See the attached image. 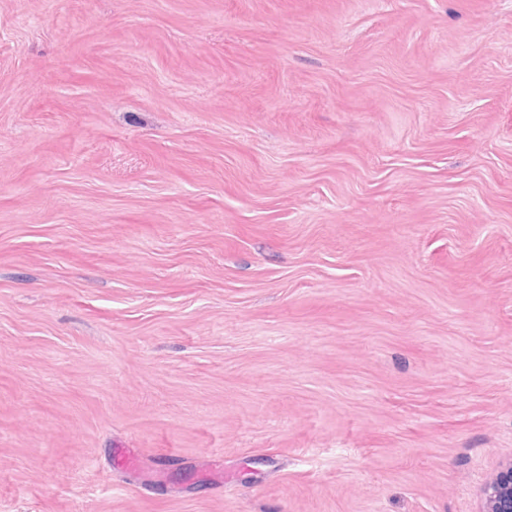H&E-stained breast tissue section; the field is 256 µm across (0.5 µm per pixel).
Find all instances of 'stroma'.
<instances>
[{"label": "stroma", "instance_id": "35a3bbf8", "mask_svg": "<svg viewBox=\"0 0 512 512\" xmlns=\"http://www.w3.org/2000/svg\"><path fill=\"white\" fill-rule=\"evenodd\" d=\"M511 458L512 0H0V512H479Z\"/></svg>", "mask_w": 512, "mask_h": 512}]
</instances>
